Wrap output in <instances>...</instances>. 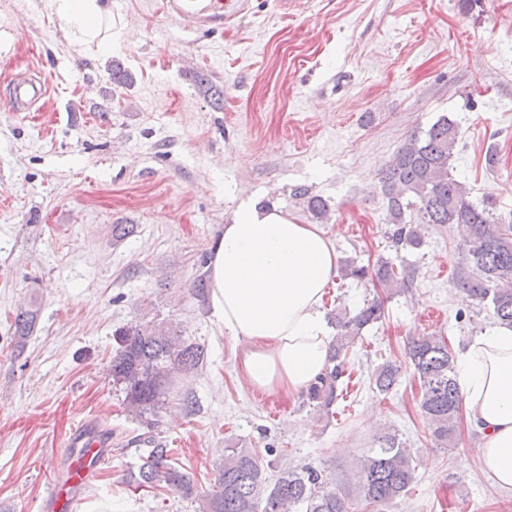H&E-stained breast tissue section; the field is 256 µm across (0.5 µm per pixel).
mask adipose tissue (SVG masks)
<instances>
[{
  "mask_svg": "<svg viewBox=\"0 0 512 512\" xmlns=\"http://www.w3.org/2000/svg\"><path fill=\"white\" fill-rule=\"evenodd\" d=\"M67 37L111 51L102 35L112 0H51ZM339 256L323 229L257 200L234 211L209 262L210 297L224 328L241 343L249 385L269 396L304 391L326 369L332 337L321 305ZM479 456L498 487L512 491V328L474 337L457 366Z\"/></svg>",
  "mask_w": 512,
  "mask_h": 512,
  "instance_id": "ef3b65f1",
  "label": "adipose tissue"
}]
</instances>
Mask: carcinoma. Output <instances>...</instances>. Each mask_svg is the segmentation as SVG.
<instances>
[{
  "mask_svg": "<svg viewBox=\"0 0 512 512\" xmlns=\"http://www.w3.org/2000/svg\"><path fill=\"white\" fill-rule=\"evenodd\" d=\"M459 127L445 116L423 135H412L381 173L379 184L385 200V234L395 247L419 250L431 224H456L463 228L458 249L467 265L455 273L454 284L472 300L492 309L496 323L512 327V216L496 215L492 197L469 199V190L450 173V160L458 143ZM307 210L321 221L328 212L318 196L308 195ZM416 269L398 268L378 257L374 264L348 260L342 276L373 287L409 288ZM385 300L374 297L351 312L336 309L332 321L336 339L325 373L305 392L306 400L323 411L343 397L344 377L352 348L364 331L382 320ZM38 319L30 306L15 314L10 324L22 351ZM120 347L112 357V382L124 394L126 410L147 421L158 415L171 397L178 379L203 365L206 349L182 336L172 324L136 325L117 332ZM408 357L421 387L420 412L431 436L441 448L455 444L461 405L455 357L439 336L422 335L408 342ZM401 366L387 361L372 372L371 389L387 394L398 385ZM147 456L131 476L134 489H168L200 501V512H382L402 498L415 479L408 448L397 435L378 436L379 447L359 463L357 496L352 498L313 468H290L272 484L255 454L234 445L217 467L212 489L200 493L189 473L171 463L173 449L150 438Z\"/></svg>",
  "mask_w": 512,
  "mask_h": 512,
  "instance_id": "obj_1",
  "label": "carcinoma"
}]
</instances>
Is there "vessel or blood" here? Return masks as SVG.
Wrapping results in <instances>:
<instances>
[{"instance_id":"b4317fda","label":"vessel or blood","mask_w":512,"mask_h":512,"mask_svg":"<svg viewBox=\"0 0 512 512\" xmlns=\"http://www.w3.org/2000/svg\"><path fill=\"white\" fill-rule=\"evenodd\" d=\"M225 6V0H162L163 12L179 18L192 32L223 29ZM6 89L16 112L43 105L50 93L48 81L21 73L7 78ZM111 458L112 433L103 426L101 416L80 421L64 440L61 474L45 496V512H80L89 483Z\"/></svg>"}]
</instances>
